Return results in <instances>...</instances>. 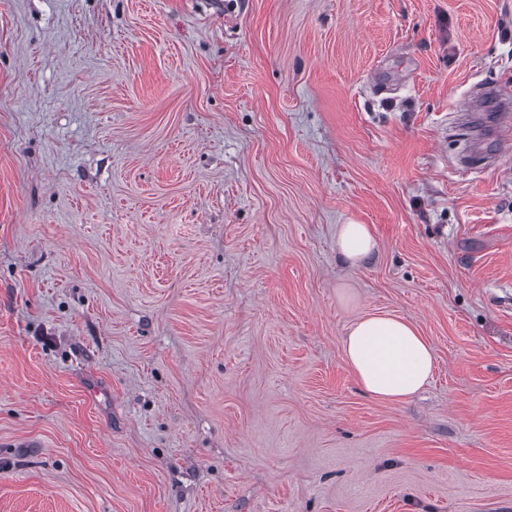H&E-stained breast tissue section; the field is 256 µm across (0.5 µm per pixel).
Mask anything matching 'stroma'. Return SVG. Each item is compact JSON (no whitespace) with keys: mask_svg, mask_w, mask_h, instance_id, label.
<instances>
[{"mask_svg":"<svg viewBox=\"0 0 512 512\" xmlns=\"http://www.w3.org/2000/svg\"><path fill=\"white\" fill-rule=\"evenodd\" d=\"M483 86L512 0H0V512H512ZM371 312L434 348L409 401ZM376 240L366 224H340L336 232V249L350 266H358L375 250ZM343 346L359 386L382 401H408L432 379L435 357L431 345L398 317L382 314L356 319Z\"/></svg>","mask_w":512,"mask_h":512,"instance_id":"stroma-1","label":"stroma"}]
</instances>
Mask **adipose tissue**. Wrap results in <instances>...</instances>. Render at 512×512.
Returning <instances> with one entry per match:
<instances>
[{"instance_id": "adipose-tissue-1", "label": "adipose tissue", "mask_w": 512, "mask_h": 512, "mask_svg": "<svg viewBox=\"0 0 512 512\" xmlns=\"http://www.w3.org/2000/svg\"><path fill=\"white\" fill-rule=\"evenodd\" d=\"M375 248L368 225H339L336 249L348 265H360ZM343 346L357 383L377 399L408 401L432 379L435 357L431 345L414 326L398 317L382 314L356 319Z\"/></svg>"}]
</instances>
